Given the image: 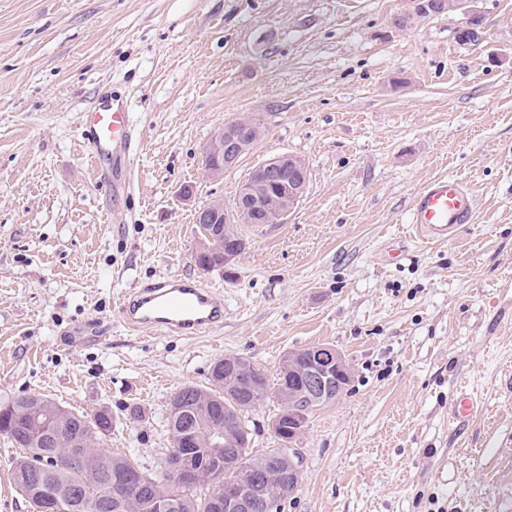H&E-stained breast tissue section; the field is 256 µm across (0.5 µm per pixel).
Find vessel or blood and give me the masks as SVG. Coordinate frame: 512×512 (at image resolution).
Returning a JSON list of instances; mask_svg holds the SVG:
<instances>
[{
    "label": "vessel or blood",
    "instance_id": "vessel-or-blood-1",
    "mask_svg": "<svg viewBox=\"0 0 512 512\" xmlns=\"http://www.w3.org/2000/svg\"><path fill=\"white\" fill-rule=\"evenodd\" d=\"M88 155L98 165L97 185L113 197L134 192V160L139 139L125 99L102 95L88 112L81 133ZM477 208L473 191L460 179L429 181L411 199L409 222L423 241L445 243ZM119 319L128 328L172 336H200L224 324V294L192 277H163L143 284L119 303ZM482 412L480 400L458 390L448 407L450 418L470 423Z\"/></svg>",
    "mask_w": 512,
    "mask_h": 512
}]
</instances>
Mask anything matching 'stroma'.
<instances>
[{"instance_id": "1", "label": "stroma", "mask_w": 512, "mask_h": 512, "mask_svg": "<svg viewBox=\"0 0 512 512\" xmlns=\"http://www.w3.org/2000/svg\"><path fill=\"white\" fill-rule=\"evenodd\" d=\"M412 0H0V403L76 413L140 406L105 450L162 477L181 387L228 354L277 379L288 352L328 345L352 378L297 442L281 512H512V0L397 28ZM127 98L136 189L108 213L80 147L101 89ZM262 136L224 177L202 156L224 123ZM300 157L309 182L280 224L235 225L245 248L205 272L197 210L233 204L254 167ZM454 175L478 198L444 245L414 239L411 197ZM403 246L399 262L386 252ZM194 276L224 289L202 337L130 332L116 301ZM87 321L105 341L65 345ZM482 403L460 427L457 389ZM0 436V512H33Z\"/></svg>"}]
</instances>
